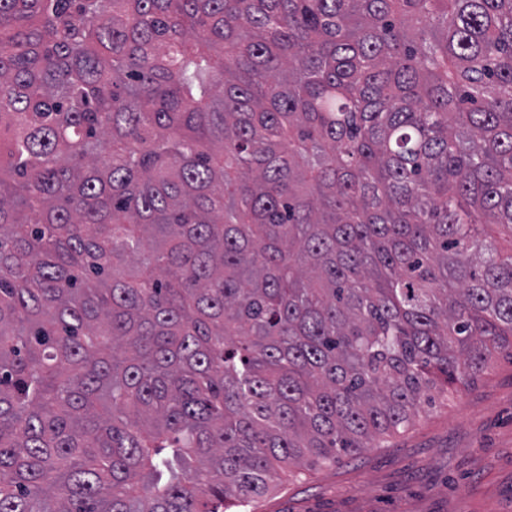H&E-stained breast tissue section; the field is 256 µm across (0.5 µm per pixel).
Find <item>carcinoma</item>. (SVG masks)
Here are the masks:
<instances>
[{
    "label": "carcinoma",
    "instance_id": "1",
    "mask_svg": "<svg viewBox=\"0 0 512 512\" xmlns=\"http://www.w3.org/2000/svg\"><path fill=\"white\" fill-rule=\"evenodd\" d=\"M0 512H246L512 349V0H0Z\"/></svg>",
    "mask_w": 512,
    "mask_h": 512
}]
</instances>
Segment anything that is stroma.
<instances>
[{"mask_svg": "<svg viewBox=\"0 0 512 512\" xmlns=\"http://www.w3.org/2000/svg\"><path fill=\"white\" fill-rule=\"evenodd\" d=\"M248 512H512V358L381 446L281 478Z\"/></svg>", "mask_w": 512, "mask_h": 512, "instance_id": "stroma-1", "label": "stroma"}]
</instances>
